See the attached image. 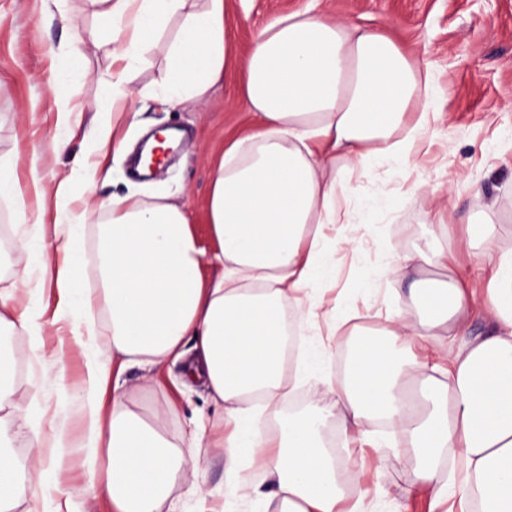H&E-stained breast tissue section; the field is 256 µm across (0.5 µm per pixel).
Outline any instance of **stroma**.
I'll return each instance as SVG.
<instances>
[{"label": "stroma", "instance_id": "1", "mask_svg": "<svg viewBox=\"0 0 512 512\" xmlns=\"http://www.w3.org/2000/svg\"><path fill=\"white\" fill-rule=\"evenodd\" d=\"M316 4L347 23L384 30L407 53L429 62L436 80V115L407 174L383 167L363 176L348 170L344 158L336 160L348 182L347 205L358 208L369 200L374 207L356 231L359 246L337 252L335 282L319 290L323 304L317 318L301 321L303 342L326 349L323 374L339 377L338 354L349 341L327 333L333 304L350 313L353 327L379 328L396 307L417 319L408 280L387 269L395 252L414 250L434 236L456 249L476 233L483 205L492 201L504 228L501 244L512 247V0H227L223 80L205 94L202 105L163 101L166 47L179 27L178 20H171L129 78V105L137 113L133 125L98 109L110 90L112 60L105 29L88 0H63L61 14L53 16L46 0H0V155L16 159L21 193L17 201L0 198V286L10 285L29 261L16 221L18 206L43 212L45 224H52L55 179L85 158L101 163L95 201L134 195L182 203L202 247L213 251L205 214L210 173L226 147L246 136L253 124L241 95L238 61L265 26ZM65 13L79 16L80 27L64 23ZM75 39L81 40L87 58L83 77L71 71L68 57L59 51ZM52 73L69 84L72 102L80 108L67 130L57 127L54 95L45 83ZM107 122L113 123L123 150H97L94 134ZM160 128L184 131L185 141L167 164L139 177L128 150L145 132ZM422 184L429 185V192H419ZM41 279L36 296L24 292L18 299L20 307H33L41 316L45 332L40 345L22 333L0 338L1 351L29 365L26 376L12 380L13 400L20 408L13 425L22 427L32 376L43 374L46 426L62 427L69 443L63 458L48 456L44 464L65 487L70 512H112L108 499L94 496L80 450L86 357L74 340L73 320L58 318L63 298L52 272H43ZM182 349L183 356L169 362L151 385H143L142 367H130L123 375L126 400L143 416L169 407L165 426L173 441L193 417L217 421L223 415L206 384L187 374L192 341H184ZM60 369L66 375L63 391L53 381ZM380 434L386 442L383 452L359 444L346 456L348 472L356 477L348 503L360 512H448L447 504L435 503L432 491L418 482L407 462L403 432L384 428Z\"/></svg>", "mask_w": 512, "mask_h": 512}]
</instances>
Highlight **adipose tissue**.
<instances>
[{
	"instance_id": "adipose-tissue-1",
	"label": "adipose tissue",
	"mask_w": 512,
	"mask_h": 512,
	"mask_svg": "<svg viewBox=\"0 0 512 512\" xmlns=\"http://www.w3.org/2000/svg\"><path fill=\"white\" fill-rule=\"evenodd\" d=\"M96 16L112 26L113 99L127 98L128 73L139 64L164 24L181 27L166 49L161 76L168 103H198L224 77L227 45L225 0H90ZM242 94L258 123L232 142L212 172L206 218L217 245L200 248L185 207L116 196L106 208L96 242L101 287L81 286L71 257L87 216L71 205L74 189L92 197L98 164L80 161L56 188L53 228L42 214H20L37 261L64 252L56 285L84 310L109 316L112 354L99 359L94 328L77 333L87 356L83 450L114 512H160L178 482L193 501L198 456L208 420L190 435L170 441L162 431L167 409L146 420L120 394H109L114 367L136 362L151 368L179 357L185 339L198 353L191 376L203 379L223 405L229 433L214 445L224 459V505L265 499L273 512H343V459L323 442L329 421H338L344 445L383 419L407 431L416 476L435 498L457 499L460 512H512V250L500 249L495 207H485L481 257L489 267L484 307L495 335L468 336L472 290L455 270L471 258L468 248L448 251L438 241L398 256L393 267L413 274L410 293L419 320L402 313L386 318L378 339L353 329V346L340 382L324 381L301 412L281 417L276 439L256 426L251 403L260 394L273 407L286 395L283 358L285 307L307 313L319 304L316 285L332 282L337 251L355 248L356 237L337 233L349 211L341 203L346 180L332 163L344 154L351 169L367 175L390 165L406 171L429 125L434 76L430 65L410 57L377 30L306 10L278 17L265 27L240 61ZM221 275L206 279L205 263ZM448 278L425 279L424 267ZM30 272L0 289V334L43 329L36 315L18 310V294ZM448 339L446 366L423 409L406 395L407 372L430 370L432 337ZM10 420L0 417V512L31 500L34 512H60L61 484L42 459L20 470L8 453ZM458 467L445 471L447 455ZM257 463L260 479L246 474ZM272 480L262 492L260 480Z\"/></svg>"
}]
</instances>
